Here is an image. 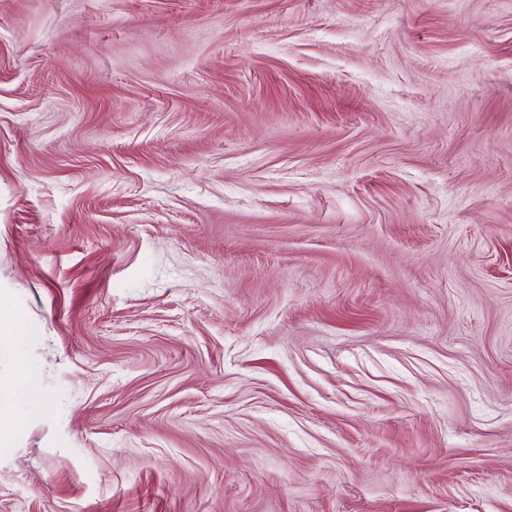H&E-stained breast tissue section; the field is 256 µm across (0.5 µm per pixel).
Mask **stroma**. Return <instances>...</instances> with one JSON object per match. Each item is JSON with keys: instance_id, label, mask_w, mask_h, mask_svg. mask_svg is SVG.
Listing matches in <instances>:
<instances>
[{"instance_id": "35a3bbf8", "label": "stroma", "mask_w": 512, "mask_h": 512, "mask_svg": "<svg viewBox=\"0 0 512 512\" xmlns=\"http://www.w3.org/2000/svg\"><path fill=\"white\" fill-rule=\"evenodd\" d=\"M0 512H512V0H0Z\"/></svg>"}]
</instances>
